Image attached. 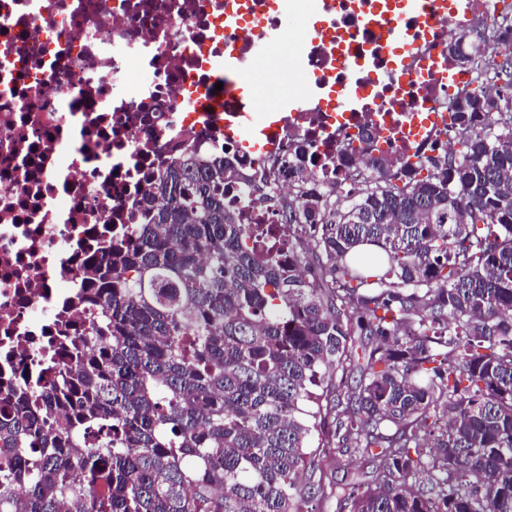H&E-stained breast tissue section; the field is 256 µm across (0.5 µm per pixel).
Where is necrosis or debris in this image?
<instances>
[{
	"instance_id": "4bbe7bcc",
	"label": "necrosis or debris",
	"mask_w": 512,
	"mask_h": 512,
	"mask_svg": "<svg viewBox=\"0 0 512 512\" xmlns=\"http://www.w3.org/2000/svg\"><path fill=\"white\" fill-rule=\"evenodd\" d=\"M316 11L302 63L334 101L303 92L265 151L225 132L242 93L218 117L190 110L226 50L252 59ZM492 11L512 0H0V399L83 321L79 266L128 223L147 172L188 145L203 165L222 149L267 165L303 137L333 156L365 126L409 156L452 144L448 99L473 75L446 46ZM422 113L438 121L416 137Z\"/></svg>"
}]
</instances>
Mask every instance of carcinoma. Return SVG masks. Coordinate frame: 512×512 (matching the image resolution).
Returning <instances> with one entry per match:
<instances>
[{"mask_svg": "<svg viewBox=\"0 0 512 512\" xmlns=\"http://www.w3.org/2000/svg\"><path fill=\"white\" fill-rule=\"evenodd\" d=\"M497 51L448 46L506 77L452 99L450 148L315 171L297 141L286 256L224 202L242 162L151 172L81 271L84 333L0 406V512H512V23Z\"/></svg>", "mask_w": 512, "mask_h": 512, "instance_id": "cac0c4a2", "label": "carcinoma"}]
</instances>
